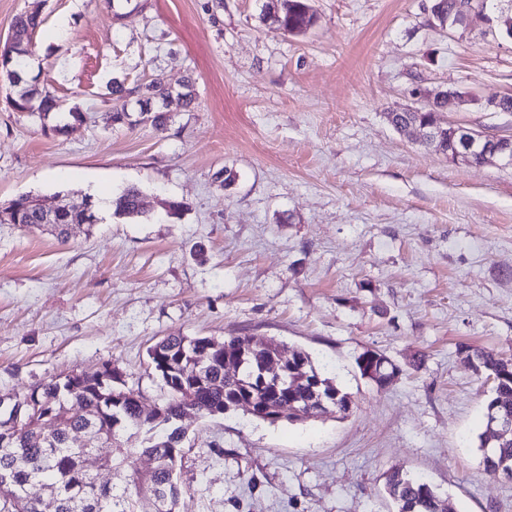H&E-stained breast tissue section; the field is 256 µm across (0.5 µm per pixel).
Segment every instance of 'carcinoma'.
Returning <instances> with one entry per match:
<instances>
[{
	"instance_id": "obj_1",
	"label": "carcinoma",
	"mask_w": 512,
	"mask_h": 512,
	"mask_svg": "<svg viewBox=\"0 0 512 512\" xmlns=\"http://www.w3.org/2000/svg\"><path fill=\"white\" fill-rule=\"evenodd\" d=\"M315 17L308 0H291L288 14L280 25L291 34L304 33L312 27ZM42 19L36 11L17 15L13 26L35 33ZM31 43H13L0 50V76L17 85L29 55ZM142 96L139 104L151 109V122L161 125L166 114L151 108V102L172 97L171 86L160 79L132 88L113 82L112 122L123 125L129 113L122 104L127 98ZM59 98L50 91L41 94L37 107L39 116L47 118L59 110ZM141 191L128 187L112 201L113 215L134 218L140 211ZM27 196L15 198V223L26 227L40 222V217L26 205ZM85 221L81 204L65 207L55 214L59 228L57 238L65 242V229ZM252 336H230L216 351H206L209 338L168 336L152 347L149 357L154 372L167 389V397L159 404L160 420L154 424L141 419L138 403L127 400L120 406L112 404V391L119 388L118 372L92 377L82 384L67 378L53 377L34 387L23 399L9 403L0 401V512H40L30 502L26 489L42 483L51 489L59 502L57 512H137L136 500L129 488H146L159 498V512H179L183 487L179 482V466L183 458L185 431L178 426L184 408L193 406L201 416L211 415L236 395L248 391L262 404L275 395V384L263 379L262 355L247 353ZM467 359L476 371L493 379L486 404V415L512 417V378L499 375L502 363L499 354L487 349L466 348ZM243 354L239 378L224 371V360ZM375 368L372 382L382 388L385 376L399 369L383 353L368 362ZM289 391L299 400L311 404L319 414L334 412L345 415L352 410L349 393L321 374L308 353L299 352V361L288 367ZM101 432L104 445L111 448L102 467L123 474V483L111 485L108 491L95 490V475L82 466V458L93 448L73 442L75 432ZM492 446L495 452L483 454L484 470L498 473L496 463L512 461V436L502 443L480 438V447ZM154 457L151 476L132 468L134 457L143 453ZM386 487L397 512H447L445 499L424 477L392 471Z\"/></svg>"
}]
</instances>
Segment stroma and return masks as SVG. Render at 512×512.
I'll use <instances>...</instances> for the list:
<instances>
[{
  "instance_id": "obj_1",
  "label": "stroma",
  "mask_w": 512,
  "mask_h": 512,
  "mask_svg": "<svg viewBox=\"0 0 512 512\" xmlns=\"http://www.w3.org/2000/svg\"><path fill=\"white\" fill-rule=\"evenodd\" d=\"M266 2L0 0V42L41 15L24 77L62 104L15 111L0 78V203L130 186L144 202L64 243L0 223V395L112 364L158 404L162 338L272 339L325 367L351 412L188 415L179 512H396L394 470L452 512H512V478L479 447L492 383L458 353L512 358V166L452 162L385 117L418 77L468 93L445 120L512 139V112L485 108L512 94V0L448 33L432 0H310L300 35L262 21ZM159 75L189 80L192 103L157 127L131 97V125L113 123L109 83ZM367 349L401 368L385 387L358 371Z\"/></svg>"
}]
</instances>
